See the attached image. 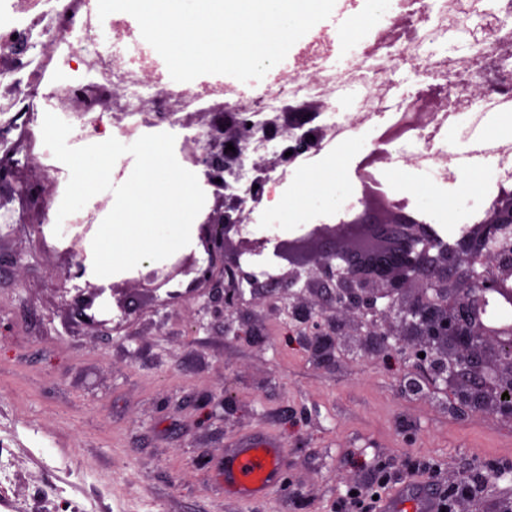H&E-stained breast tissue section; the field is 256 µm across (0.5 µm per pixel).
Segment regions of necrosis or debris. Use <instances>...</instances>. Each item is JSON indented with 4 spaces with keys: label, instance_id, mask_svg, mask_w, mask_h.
<instances>
[{
    "label": "necrosis or debris",
    "instance_id": "4bbe7bcc",
    "mask_svg": "<svg viewBox=\"0 0 512 512\" xmlns=\"http://www.w3.org/2000/svg\"><path fill=\"white\" fill-rule=\"evenodd\" d=\"M496 17L493 35L476 45L469 66L457 59L426 53L425 44L444 39L449 30L466 28L470 13ZM389 28L393 35L378 51H356L341 65H327L323 52L311 51L289 71L275 93L260 98L243 87L219 84L185 86L163 81L148 108L139 101L147 82L149 64L127 47V34L115 20L99 19L89 0H0V158H8L18 171L39 164L43 155L42 122L51 112L71 122L72 136L88 134L133 138L144 129L176 123L180 113L213 103L217 119L254 117L257 129L236 149V166L226 174L224 192L244 197L252 184L256 154H283L294 143L293 131L279 124L277 115L294 103L318 98L324 118L314 133L316 143L340 139L358 126L374 121L379 106L402 75L414 74L441 91L456 114L486 111L489 102L512 100V0H470L469 12L457 0H391ZM74 72L60 82L59 70ZM93 73V85L78 80ZM484 93H471L475 83ZM352 92L356 110L336 113L342 92ZM415 148L411 165L446 176L448 154L422 127L403 132ZM56 179L44 173L46 191L31 204L15 181H0V223L17 224L28 218L50 224L58 208L53 191Z\"/></svg>",
    "mask_w": 512,
    "mask_h": 512
}]
</instances>
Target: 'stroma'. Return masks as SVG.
<instances>
[{"label":"stroma","instance_id":"35a3bbf8","mask_svg":"<svg viewBox=\"0 0 512 512\" xmlns=\"http://www.w3.org/2000/svg\"><path fill=\"white\" fill-rule=\"evenodd\" d=\"M370 10L335 0L258 88L276 90L309 44L342 57V22ZM380 134L355 130L303 168L337 162L359 194L355 170ZM93 237L80 242L86 280L126 299L102 330L80 322L61 290L70 239L0 224V512H342L352 491L386 496L405 482L440 495L458 484L455 512L512 502V423L453 412L448 386L409 354L389 362L355 347L318 363L287 291L263 279L241 308L260 334L235 336L213 314L210 285L181 280L161 307L138 288L144 267L96 276ZM408 378L421 394L403 390ZM251 433L287 454L258 500L224 490V457Z\"/></svg>","mask_w":512,"mask_h":512}]
</instances>
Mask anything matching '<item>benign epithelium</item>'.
<instances>
[{
  "label": "benign epithelium",
  "instance_id": "obj_1",
  "mask_svg": "<svg viewBox=\"0 0 512 512\" xmlns=\"http://www.w3.org/2000/svg\"><path fill=\"white\" fill-rule=\"evenodd\" d=\"M317 116L299 106L284 113L285 125L301 129ZM251 122L243 117L225 123L214 137L213 150L191 157L215 198L199 224L198 246L206 264L193 251L173 263L147 262L149 271L138 284L153 298L179 275L197 286L212 280L218 267L222 288L213 302L224 315L237 309L244 294L241 278L252 277L242 269V260L262 254L271 238L242 235L245 205L227 202L224 183L215 179L233 164L234 153L227 144L246 139ZM387 206L396 220L391 236L398 245L393 252L376 255L373 277L352 266L338 268L332 249H321L314 256L315 266L306 268L303 254L312 244L363 242L351 219L314 224L302 236L274 246V255L292 265L284 288L296 286L301 271L336 278L333 314L327 317V326L317 325L309 341L313 356L323 364L333 362L338 340L346 335L347 316L374 315L384 320L366 332L376 353L396 346L409 351L417 363L428 365L434 376L452 387L453 408L512 422V190L501 191L484 208L490 220L467 226L449 246L434 243L429 225L413 219L405 201L389 200ZM74 290L73 302L83 323L97 328L109 323L108 296L116 295L119 288L87 281ZM421 353L425 357H419Z\"/></svg>",
  "mask_w": 512,
  "mask_h": 512
}]
</instances>
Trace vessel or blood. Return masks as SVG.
Listing matches in <instances>:
<instances>
[{
	"mask_svg": "<svg viewBox=\"0 0 512 512\" xmlns=\"http://www.w3.org/2000/svg\"><path fill=\"white\" fill-rule=\"evenodd\" d=\"M285 457L284 449L268 439H252L224 462V486L248 498H258L277 482ZM439 499L422 484L399 486L381 506V512H438Z\"/></svg>",
	"mask_w": 512,
	"mask_h": 512,
	"instance_id": "vessel-or-blood-1",
	"label": "vessel or blood"
}]
</instances>
